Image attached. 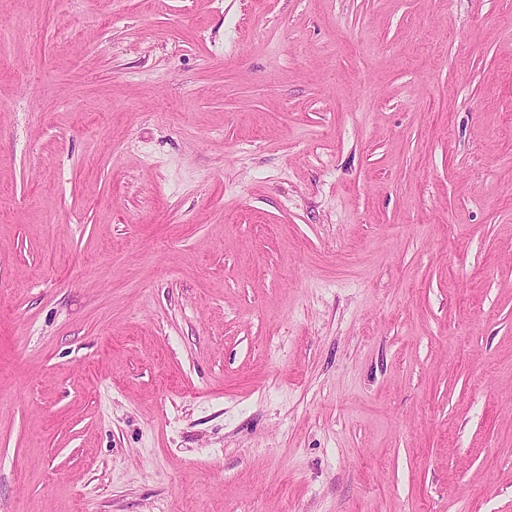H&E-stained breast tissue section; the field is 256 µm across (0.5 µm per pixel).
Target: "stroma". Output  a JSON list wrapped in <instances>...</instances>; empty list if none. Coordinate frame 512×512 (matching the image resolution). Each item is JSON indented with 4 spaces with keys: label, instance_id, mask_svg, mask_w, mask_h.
Instances as JSON below:
<instances>
[{
    "label": "stroma",
    "instance_id": "stroma-1",
    "mask_svg": "<svg viewBox=\"0 0 512 512\" xmlns=\"http://www.w3.org/2000/svg\"><path fill=\"white\" fill-rule=\"evenodd\" d=\"M0 512H512V0H0Z\"/></svg>",
    "mask_w": 512,
    "mask_h": 512
}]
</instances>
